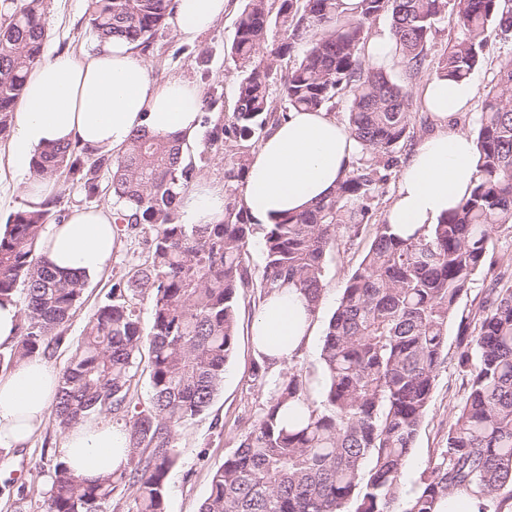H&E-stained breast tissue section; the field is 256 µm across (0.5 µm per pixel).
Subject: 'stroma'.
<instances>
[{
    "label": "stroma",
    "instance_id": "35a3bbf8",
    "mask_svg": "<svg viewBox=\"0 0 512 512\" xmlns=\"http://www.w3.org/2000/svg\"><path fill=\"white\" fill-rule=\"evenodd\" d=\"M241 7L242 0H230L223 18L192 44L180 40L173 28H166L145 55L153 78L159 82L173 76L194 80L213 92L215 111L232 112L237 75L228 49ZM88 18V0H48L46 51L66 49L78 57L93 51L96 43L89 30ZM485 36L488 43L486 59L473 75L477 95L454 122L457 129L467 133L473 132L477 124L481 96L493 69L500 58L512 56V43L503 42L496 29H487ZM397 186V179H390L384 193L378 197L373 226L367 227L353 243L342 240L331 250L327 258L323 300L308 347L284 367L268 369L266 382L261 386L252 380L254 366L260 357L251 339V325L261 304L250 297L240 302L238 336L226 365L223 388L205 414L177 433L178 459L168 475L167 512H199L210 491L212 471L235 451L241 437L251 429L270 400L276 384L296 370L319 375L320 352L328 321L338 307L347 279L369 247L376 224L382 223ZM120 239L121 246L104 272L85 283L80 305L68 323L64 341L49 361L56 370H63L81 340L86 324L102 305L110 302L113 284L126 282L134 266L144 260L146 252L139 234L124 231ZM448 334V359L437 375L426 416L401 478V490L406 495L416 488L422 472L432 465L439 448L445 447L448 424L465 396L456 367V324H449ZM63 436V430L50 419L26 447H0V512H36L46 487L41 465L60 455Z\"/></svg>",
    "mask_w": 512,
    "mask_h": 512
}]
</instances>
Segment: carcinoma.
<instances>
[{"label":"carcinoma","mask_w":512,"mask_h":512,"mask_svg":"<svg viewBox=\"0 0 512 512\" xmlns=\"http://www.w3.org/2000/svg\"><path fill=\"white\" fill-rule=\"evenodd\" d=\"M172 0H90L98 43L120 37L145 52L164 30ZM229 55L239 74L231 114L213 113L203 96V150L224 156V219L179 222L181 195L199 167L177 136L145 129L118 157L76 145L42 151L34 172L53 197L11 215L0 237V300L23 286L24 318L16 343L0 352L7 371L32 358L50 359L79 305L84 282L57 276L37 243L62 194L108 197L116 223L142 234L146 259L87 323L59 376L56 425L120 417L128 440L123 469L95 480L77 477L60 456L47 469L43 512H105L132 490L127 512H166L167 478L177 462L176 433L208 410L224 383L237 336V305L295 288L312 311L323 296L326 259L339 237L352 241L372 219L410 138L412 97L387 70L369 64L365 45L380 18L395 40L394 65L426 69L438 25L455 13L461 30L434 74L470 79L486 54L485 31L512 40V0H243ZM0 10V140L11 133L29 70L45 44L46 0H11ZM344 103L359 146L332 197L267 225L265 263L252 270L251 217L238 191L249 159L295 109L331 112ZM478 176L469 195L438 224L401 238L389 225L376 233L346 282L321 349L322 399L312 379L288 374L251 431L212 473L200 512H437L465 490L482 512H504L512 486V275L491 276L476 309L458 314L475 277L485 271L491 233L512 228V57L487 86L475 130ZM108 174L107 181L100 173ZM149 293L152 321L141 324L134 300ZM458 321L457 366L465 401L448 425L447 447L395 510L400 475L445 362L448 325ZM149 349L150 398L131 406V379ZM288 408L293 422L279 411Z\"/></svg>","instance_id":"obj_1"}]
</instances>
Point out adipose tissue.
<instances>
[{
    "instance_id": "1",
    "label": "adipose tissue",
    "mask_w": 512,
    "mask_h": 512,
    "mask_svg": "<svg viewBox=\"0 0 512 512\" xmlns=\"http://www.w3.org/2000/svg\"><path fill=\"white\" fill-rule=\"evenodd\" d=\"M228 0H172L170 22L177 35L196 40L219 21ZM473 81L432 77L421 88L422 101L437 130L422 138L403 168L384 220L405 237L436 224L467 195L476 177L472 138L452 122L471 104ZM202 88L182 78L157 83L144 57L125 39L104 42L75 58L50 54L28 73L12 127L10 164L31 205L42 204L49 187L34 176L32 161L54 144H78L92 154H121L134 132L193 135L199 126ZM358 144L347 124L325 111L294 110L252 153L239 189L242 205L255 223L272 224L289 212L329 197L350 169ZM224 184L202 179L182 199L180 221L214 224L224 218ZM111 212L75 208L63 223L51 224L40 248L62 277L97 275L119 248ZM315 315L296 289L271 294L252 325L255 349L279 366L305 347ZM58 372L32 358L0 377V447L27 444L40 431L55 402ZM126 435L84 423L63 439L65 460L76 476L95 479L126 463Z\"/></svg>"
}]
</instances>
